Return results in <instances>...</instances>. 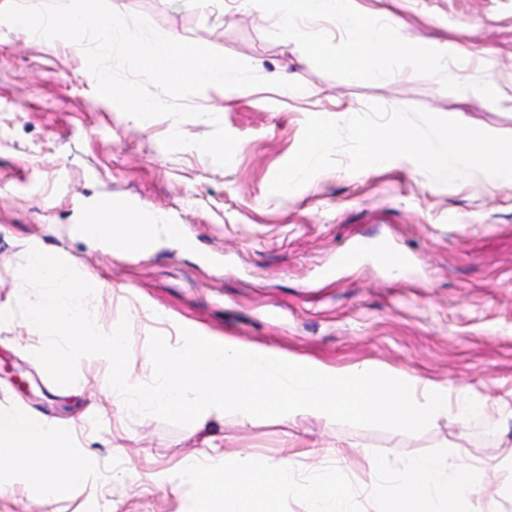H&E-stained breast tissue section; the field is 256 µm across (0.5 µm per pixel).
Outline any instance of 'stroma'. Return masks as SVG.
I'll use <instances>...</instances> for the list:
<instances>
[{
	"label": "stroma",
	"instance_id": "35a3bbf8",
	"mask_svg": "<svg viewBox=\"0 0 512 512\" xmlns=\"http://www.w3.org/2000/svg\"><path fill=\"white\" fill-rule=\"evenodd\" d=\"M158 32L248 63L260 76L303 84L287 94L251 89L225 100L209 88L190 105L216 114L239 143L220 166L199 149L167 151L170 117L147 125L100 96L83 50L0 22V309L24 291L17 266L37 248L68 258L106 284L94 302L105 330L128 316L129 373L152 376L150 333L171 346L180 328L318 361L342 370L364 362L424 381L472 388L512 403V182L435 183L414 161L358 172L334 168L285 198L271 194L308 117L343 121L368 104L456 113L474 128L512 136V103L446 90L399 73L373 82L318 70L298 44L270 38L273 16L244 18L241 0H112ZM391 16L406 41L451 45L449 74L512 91V0H354ZM102 195L171 211L194 249L166 243L134 255L74 235L78 203ZM387 240L410 256L407 275L374 264L337 265L361 240ZM277 309L279 319L267 316ZM42 334L21 316L0 324V408L54 420L82 458L87 480L42 501L36 485L7 476L0 512H221L192 483L176 481L190 455L228 456L259 469L282 464L300 483L339 478L348 512H375L371 461L463 448L493 462L512 446V422L442 418L418 434L354 428L311 417L245 420L228 413L186 426L115 411L98 387L109 372L85 359L75 384L52 382L34 352ZM322 446L325 461L304 456Z\"/></svg>",
	"mask_w": 512,
	"mask_h": 512
}]
</instances>
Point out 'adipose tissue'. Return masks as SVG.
I'll use <instances>...</instances> for the list:
<instances>
[{
    "mask_svg": "<svg viewBox=\"0 0 512 512\" xmlns=\"http://www.w3.org/2000/svg\"><path fill=\"white\" fill-rule=\"evenodd\" d=\"M71 230L83 237L108 239L118 256L129 252L140 237L157 243L170 236L166 225L144 223L142 215L119 208L98 223L75 224ZM66 446L52 421L18 410L0 411V471L28 476L43 499H51L63 485L87 475L81 459L65 457ZM373 468L380 477L375 489L377 512H462L474 489L473 466L445 453L379 457ZM180 477L197 483L201 498H220L224 512H259L260 503L280 500L297 490L322 505V512H331V504L343 500L339 483L302 485L288 467L277 464L236 472L229 461L195 456L184 462Z\"/></svg>",
    "mask_w": 512,
    "mask_h": 512,
    "instance_id": "adipose-tissue-1",
    "label": "adipose tissue"
}]
</instances>
